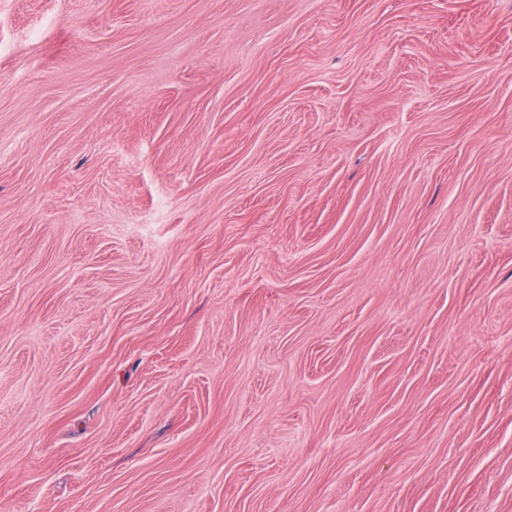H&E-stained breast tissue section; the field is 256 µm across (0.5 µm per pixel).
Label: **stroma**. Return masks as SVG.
<instances>
[{
	"mask_svg": "<svg viewBox=\"0 0 512 512\" xmlns=\"http://www.w3.org/2000/svg\"><path fill=\"white\" fill-rule=\"evenodd\" d=\"M0 512H512V0H0Z\"/></svg>",
	"mask_w": 512,
	"mask_h": 512,
	"instance_id": "1",
	"label": "stroma"
}]
</instances>
